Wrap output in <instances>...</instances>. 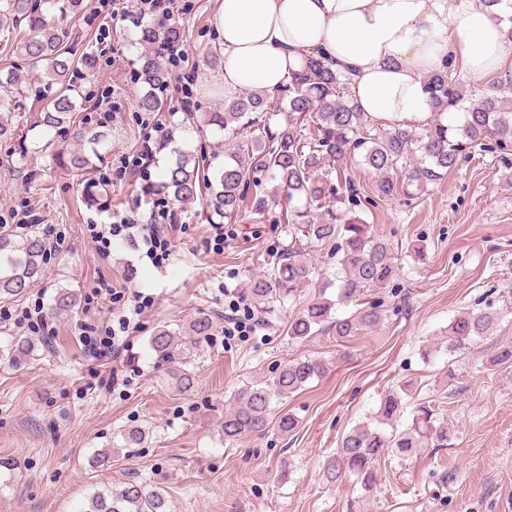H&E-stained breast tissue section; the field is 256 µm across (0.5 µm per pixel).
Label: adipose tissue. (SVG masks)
<instances>
[{"label": "adipose tissue", "instance_id": "adipose-tissue-1", "mask_svg": "<svg viewBox=\"0 0 512 512\" xmlns=\"http://www.w3.org/2000/svg\"><path fill=\"white\" fill-rule=\"evenodd\" d=\"M224 96L275 91L308 56L350 72L353 99L374 118L424 122V76L450 51L476 87L512 68L506 26L467 0H222Z\"/></svg>", "mask_w": 512, "mask_h": 512}]
</instances>
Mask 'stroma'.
Segmentation results:
<instances>
[{
  "label": "stroma",
  "mask_w": 512,
  "mask_h": 512,
  "mask_svg": "<svg viewBox=\"0 0 512 512\" xmlns=\"http://www.w3.org/2000/svg\"><path fill=\"white\" fill-rule=\"evenodd\" d=\"M85 4L73 33L104 52L80 82L87 104L78 119L97 124L102 99L114 109L106 157L90 179L101 208L83 204L86 181L55 165L40 130L0 144V226L11 232L35 223L52 253L22 297L0 302V346L23 333L8 319L13 310L38 298L51 302L62 288L78 295L73 312L52 318V344L38 336L31 359L0 361V458L17 463L14 473L0 474V512H80L94 493L133 481L161 488L170 512H512V361L497 358L512 346V167L495 152L466 156L437 184L365 210L373 234L391 243L397 268L387 287L371 294L386 309L378 325L345 343L328 334L290 340L284 327L318 293L313 283L255 333L224 340L225 308L235 299L251 313L242 290L263 272L267 253L289 243L287 225L259 220L243 205L225 223L229 237L217 254L201 204L173 201L171 254L160 265L128 238L99 253L87 230L149 221L153 206L144 190L160 181L167 154L135 171L121 166L137 154L146 124L174 129L178 147L212 153L216 134L185 127L183 118L186 105L210 112L224 101L216 72L201 63L222 44L221 0H172L185 57L170 70L158 112L138 105L144 88L132 64L140 47L130 19L100 0ZM112 287L142 292L151 303L125 345L97 359L81 349L80 326L111 325ZM489 305L500 313L494 335L448 352L450 322ZM201 313L210 316L212 335L187 364L193 391L180 393L149 340L157 327L178 333ZM300 357L323 358L329 371L275 403L276 413L295 414L297 429L225 441L221 425L235 393ZM393 391L403 403L399 427L411 424L423 402L447 427V441L410 458H382L373 492L351 478L328 484L326 457ZM133 428L146 439L129 448L122 436ZM104 449L112 452L111 466H93Z\"/></svg>",
  "instance_id": "35a3bbf8"
}]
</instances>
